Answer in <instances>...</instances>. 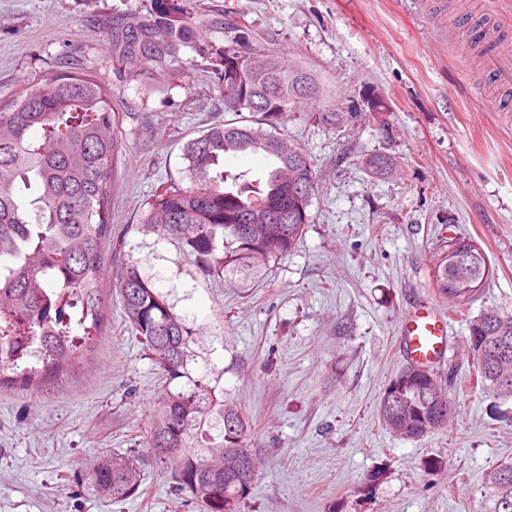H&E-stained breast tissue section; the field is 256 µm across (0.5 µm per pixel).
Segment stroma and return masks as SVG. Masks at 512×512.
I'll use <instances>...</instances> for the list:
<instances>
[{
	"label": "stroma",
	"mask_w": 512,
	"mask_h": 512,
	"mask_svg": "<svg viewBox=\"0 0 512 512\" xmlns=\"http://www.w3.org/2000/svg\"><path fill=\"white\" fill-rule=\"evenodd\" d=\"M447 2L438 14L425 0H186L194 41L174 60L120 69L112 18L150 14L154 0H0V101L65 62L96 74L123 112L103 334L81 369L43 391L0 389V512H199L147 444L157 403L184 382H166L127 332L114 283L130 261L193 330L191 376L254 422L260 466L242 512H479L485 471L512 462V401L476 387L466 343L470 318L512 313V111L499 110L468 50L482 0ZM226 9L350 114L337 130L289 116L285 134L321 185L296 251L253 288L204 276L139 224L154 186L182 178L184 142L228 117L205 77L226 44L205 16ZM154 124L167 137L148 139ZM374 153L396 159L393 176L369 174ZM454 235L475 239L494 274L449 318L436 373L452 418L405 441L376 406L407 364L401 316L433 296V254ZM105 451L141 460L140 496L98 493L90 472Z\"/></svg>",
	"instance_id": "1"
}]
</instances>
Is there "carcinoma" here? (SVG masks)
Wrapping results in <instances>:
<instances>
[{
	"label": "carcinoma",
	"mask_w": 512,
	"mask_h": 512,
	"mask_svg": "<svg viewBox=\"0 0 512 512\" xmlns=\"http://www.w3.org/2000/svg\"><path fill=\"white\" fill-rule=\"evenodd\" d=\"M208 24L227 39L211 81L235 118L215 121L186 142L187 182L155 186L140 224L180 243L205 276L250 286L296 249L318 190L311 155L296 145L281 148L282 122L297 112L334 126L338 104L314 107L324 96L319 79L254 39L245 14L226 10ZM193 36L189 17L179 11L116 16L112 60L160 63ZM118 125L110 89L93 74L61 67L0 103V388L45 385L78 364L102 334L103 243L112 233ZM246 152L274 157L276 173L250 180L224 169V157ZM366 166L382 177L396 161L374 154ZM454 246L450 238L437 248L432 282L440 296L462 303L482 291L492 271L481 248L448 265ZM115 291L127 330L147 358L169 381L188 378L189 388L167 392L158 404L147 436L155 458L170 467L174 492L190 496L203 512H239L258 473L248 415L189 378L193 333L137 264L124 267ZM468 331V351L482 366L480 390L512 400V313L486 310ZM34 340L42 346L37 356L28 348ZM449 411L448 391L435 373L425 381L422 368L410 364L380 396L377 417L393 436L418 440L445 427ZM90 479L115 503L141 494L140 465L129 458L100 457ZM484 483L481 512H512V463L488 470Z\"/></svg>",
	"instance_id": "carcinoma-1"
}]
</instances>
